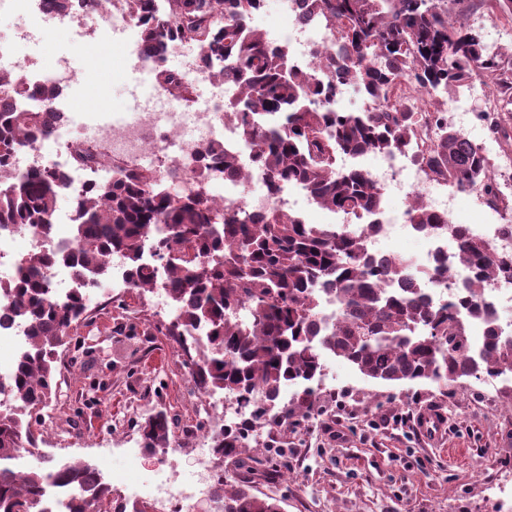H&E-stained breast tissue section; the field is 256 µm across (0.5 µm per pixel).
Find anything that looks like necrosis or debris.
I'll return each instance as SVG.
<instances>
[{"instance_id": "necrosis-or-debris-1", "label": "necrosis or debris", "mask_w": 512, "mask_h": 512, "mask_svg": "<svg viewBox=\"0 0 512 512\" xmlns=\"http://www.w3.org/2000/svg\"><path fill=\"white\" fill-rule=\"evenodd\" d=\"M19 8L30 19L29 24L16 31L19 41L39 42L43 34L59 23H67L80 35L92 38L102 28L124 37L132 36L136 24L120 8L105 10L97 0H75L68 11L55 8L52 0H19ZM282 13L291 21L280 37L284 46L316 45L324 40L323 33L307 20L300 0H280ZM150 51L144 44H135L127 54L126 63L141 75L145 102L135 104L127 116H95L76 112L65 103L48 107L45 119L50 129L48 138L37 139L19 149L10 160L11 168L27 174L44 168H54L64 176L63 189L71 198H79L92 185L104 184L110 177L111 163L130 170L149 169L159 179H180L191 184L195 178L192 165L214 141L238 156L242 166L249 169L248 178L230 177L223 169L208 171L207 188H218L220 204L244 205L254 213L270 207L288 210L291 205L288 189L278 194L255 192L260 180L253 174L256 147L240 140L236 126L224 120L226 84L213 83L214 94L197 112L187 111L184 98L177 92L158 84L148 66ZM429 244L426 268L445 265L448 268V290L456 292L469 277V269L448 249V238L439 233L427 234ZM166 475L148 488V496L167 508L177 497L190 498L209 493L216 485L206 466H199L195 481L187 486L177 483V467L166 464Z\"/></svg>"}]
</instances>
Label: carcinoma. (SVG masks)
Instances as JSON below:
<instances>
[{
  "instance_id": "carcinoma-1",
  "label": "carcinoma",
  "mask_w": 512,
  "mask_h": 512,
  "mask_svg": "<svg viewBox=\"0 0 512 512\" xmlns=\"http://www.w3.org/2000/svg\"><path fill=\"white\" fill-rule=\"evenodd\" d=\"M305 9L327 31L330 45L314 50L315 67L301 69L286 50L271 45L249 25L264 0H123L153 53L150 68L162 85L180 90L186 81L157 51L165 40L191 43L212 77L231 89L224 119L257 146L256 170L269 191L291 183L314 202L346 216L380 212L384 192L371 174L347 157L393 155L412 149L417 127L434 126L420 157L426 176L463 191L476 190L490 204L500 192L481 147L448 125V91H460L475 75L495 83L490 128L512 140V66L489 47L479 29L451 20L447 0H304ZM411 85L433 101L418 112L405 99ZM25 99L50 104L57 90L35 88L0 75V87ZM353 86L373 103L370 111L336 106V88ZM277 116L268 124L264 117ZM45 131L37 108L0 110V225L51 230L63 176L55 170L14 173V150ZM215 163L239 173L238 157L214 143L202 167ZM406 223L442 231L455 241L457 256L472 271L463 295L437 304L426 289L448 287L437 267L420 279L404 260L379 261L372 252L375 222L307 224L277 208L254 214L221 209L202 186L178 192L156 184L145 172L119 170L104 185L74 200L75 248L39 250L0 281L12 299L11 315L27 326L26 348L0 392L17 406L0 413V512H44L43 488L54 482L70 491L69 512H86L89 497L111 495L87 465L64 464L16 473L20 444L36 447L43 411L57 390L58 348L71 329L88 319L85 289L110 274V255L124 259L137 293L157 285L165 269L175 307L169 336L206 330L208 352L191 360V375L204 392L222 390L251 408V422L211 436L215 454L235 457L249 447L252 429L266 423L267 406L283 386L321 374L325 357L342 358L365 377L390 385L430 382L446 386L464 377L512 373V336H501L499 314L488 289L512 259L494 257L487 243L448 215L410 197ZM68 267L75 288L57 293L51 266ZM336 302L331 329L319 325L325 298ZM481 324L486 344L470 347V326ZM173 420L164 411L138 425L143 447H169ZM224 512H281L279 501L260 497L249 485L219 481Z\"/></svg>"
}]
</instances>
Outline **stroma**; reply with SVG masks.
I'll use <instances>...</instances> for the list:
<instances>
[{
	"mask_svg": "<svg viewBox=\"0 0 512 512\" xmlns=\"http://www.w3.org/2000/svg\"><path fill=\"white\" fill-rule=\"evenodd\" d=\"M459 20L480 28L488 45L512 53V22L496 8L463 0ZM25 22L12 7L0 9V73L29 54L47 66L63 53L78 71L77 84L63 94L73 108L128 111L134 77L124 65L126 42L113 40L108 29L88 40L61 25L29 47L12 38ZM485 106L481 90L449 98L450 125L482 148L502 187L500 200L493 206L479 192L458 194L448 212L453 224L512 220V146L479 120ZM113 295L108 283L90 294L92 321L59 350L61 390L45 413L39 448L55 463L95 469L113 505L122 507L127 487L150 482L164 459L140 445L145 416L164 410L176 418L172 459L184 478L197 468L189 439L217 422L182 346L158 331L160 316L147 297L127 293L117 302ZM119 322L134 328L115 334ZM428 408L448 417L437 443L399 423L401 415ZM275 410L287 413V421L265 425L263 446L251 448L245 463L215 455L210 464L216 473L246 477L255 494L279 499L282 512H512V377L388 385L330 357L311 387L285 388Z\"/></svg>",
	"mask_w": 512,
	"mask_h": 512,
	"instance_id": "stroma-1",
	"label": "stroma"
}]
</instances>
